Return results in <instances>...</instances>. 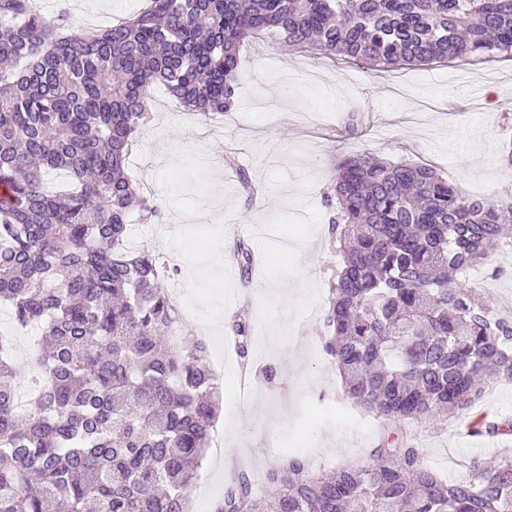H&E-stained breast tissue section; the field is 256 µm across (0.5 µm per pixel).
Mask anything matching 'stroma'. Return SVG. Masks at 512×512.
<instances>
[{
  "mask_svg": "<svg viewBox=\"0 0 512 512\" xmlns=\"http://www.w3.org/2000/svg\"><path fill=\"white\" fill-rule=\"evenodd\" d=\"M144 0H78L72 13L84 28L102 29L139 11ZM512 62L495 59L370 70L316 59L268 33L240 50L238 106L220 120L185 110L160 85L150 88L152 112L127 172L165 218L144 225V241L173 268L184 303L182 330L209 338L222 364L215 435L220 456L205 454L191 491L192 512H212L235 461L247 456L275 467L285 451L310 458L326 473L368 460L382 419L350 404L334 360L324 350L327 289L336 251L327 232L323 193L336 159L367 152L388 160L432 165L464 193L496 199L512 193ZM358 125L349 128V114ZM232 154L264 194L241 195L222 158ZM261 252L260 271L243 275L230 249L234 237ZM222 267L197 279L192 261L213 249ZM466 284L497 313L512 312V253L491 254ZM250 305L256 370L249 410L237 408L241 365L232 317ZM0 334L11 338L17 382L35 350L0 305ZM512 417V382L492 383L467 412L408 423L402 436L425 463L456 481L473 458L493 460L512 436L473 437L482 414Z\"/></svg>",
  "mask_w": 512,
  "mask_h": 512,
  "instance_id": "obj_1",
  "label": "stroma"
}]
</instances>
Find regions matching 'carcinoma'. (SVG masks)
<instances>
[{
  "label": "carcinoma",
  "mask_w": 512,
  "mask_h": 512,
  "mask_svg": "<svg viewBox=\"0 0 512 512\" xmlns=\"http://www.w3.org/2000/svg\"><path fill=\"white\" fill-rule=\"evenodd\" d=\"M266 31L375 70L512 55V0H149L100 31L0 0V304L42 332L25 414L0 338V512H189L219 385L203 340L173 344L181 318L154 251L125 247L132 216L161 218L126 163L150 85L204 117L230 112L239 47ZM49 170L67 185L48 187ZM324 204L338 257L324 349L349 399L388 424L368 462L328 474L286 452L263 496L234 471L213 512H512V456L449 482L395 428L512 381V322L464 286L512 247V195L471 199L429 166L362 153L337 160ZM233 326L245 359L250 317ZM483 433L511 434L512 418Z\"/></svg>",
  "instance_id": "cac0c4a2"
}]
</instances>
